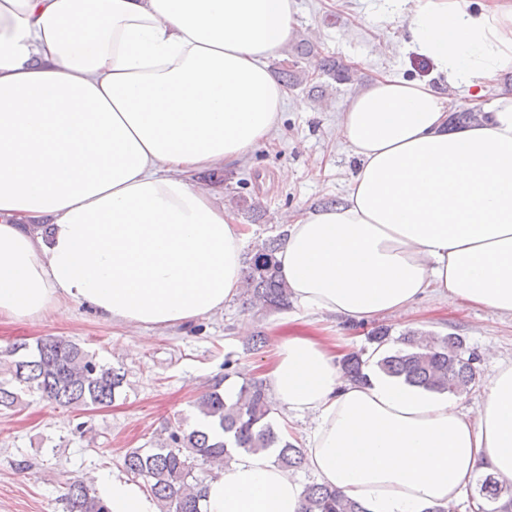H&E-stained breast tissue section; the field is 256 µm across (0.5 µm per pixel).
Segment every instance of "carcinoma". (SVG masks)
<instances>
[{
    "label": "carcinoma",
    "mask_w": 512,
    "mask_h": 512,
    "mask_svg": "<svg viewBox=\"0 0 512 512\" xmlns=\"http://www.w3.org/2000/svg\"><path fill=\"white\" fill-rule=\"evenodd\" d=\"M313 52L300 40L294 47L292 66L279 71L281 81L290 87L307 80L299 69V59ZM323 75L339 84L354 81L355 72L340 61L325 60ZM283 234L256 244L245 260L244 294L251 304L269 311L290 306L288 287L281 279L275 254ZM378 361L385 374L431 392L461 395L476 380L477 357L459 336H437L427 331H409ZM364 351H354L341 360L343 376L367 380ZM7 379H0V411L13 410L21 393H37L63 407H108L121 392L125 373L101 364L95 354L80 344L63 338L39 339L35 345L21 343L6 352ZM200 415L213 427L230 436H220L198 427L172 428L157 448H133L124 456V470L144 481L147 492L159 503L161 512H200L204 481L196 475L197 465L230 459L232 451L249 452L278 449L275 462L295 473L305 466L303 450L289 441L272 417L273 408L265 380L251 377L240 385L236 398H226L216 382L196 401ZM478 497L489 508L479 512H512V483L486 475L477 483ZM63 502L66 512H109L93 483L84 477L65 482ZM301 512H368L359 502L319 483L305 486Z\"/></svg>",
    "instance_id": "carcinoma-1"
}]
</instances>
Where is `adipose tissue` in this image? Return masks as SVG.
<instances>
[{"label":"adipose tissue","mask_w":512,"mask_h":512,"mask_svg":"<svg viewBox=\"0 0 512 512\" xmlns=\"http://www.w3.org/2000/svg\"><path fill=\"white\" fill-rule=\"evenodd\" d=\"M299 0H0V319L71 304L144 330L223 312L247 234L206 171L239 164L281 121L269 59ZM432 74H377L346 100L336 136L357 170L343 202L284 215L276 254L307 313L361 323L433 296L512 317V94L448 128L512 67V0H381ZM333 336H292L265 377L309 419L305 466L370 512L457 502L478 476L512 480V362L477 417L451 394L382 374L344 378ZM111 512H158L100 473ZM304 486L273 450L234 454L201 512H301Z\"/></svg>","instance_id":"ef3b65f1"}]
</instances>
